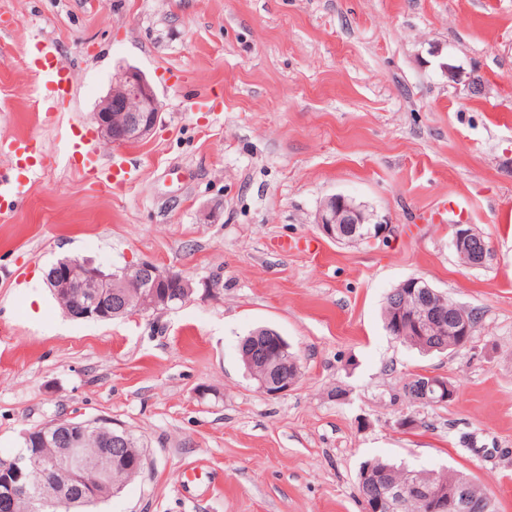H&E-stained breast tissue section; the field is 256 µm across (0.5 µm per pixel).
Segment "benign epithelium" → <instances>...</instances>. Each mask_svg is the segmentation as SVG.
I'll return each instance as SVG.
<instances>
[{"label": "benign epithelium", "instance_id": "benign-epithelium-1", "mask_svg": "<svg viewBox=\"0 0 512 512\" xmlns=\"http://www.w3.org/2000/svg\"><path fill=\"white\" fill-rule=\"evenodd\" d=\"M448 77L465 87L469 93L480 94L484 86L473 74L448 69ZM161 103L141 70L128 67L112 80L107 94L97 105L93 117L101 138L108 145H123L146 139L158 121ZM314 223L327 238L334 241H371L384 235V220L361 202L341 194L327 197L315 213ZM350 232H345V225ZM456 252L472 266L484 265L491 258L490 242L472 228L458 224L453 235ZM46 282L66 313L75 319L108 321L128 316L158 312L169 308L171 283L177 286L181 299L188 300L195 291L192 281L156 265L143 261L106 273L79 259H63L54 264ZM436 290L423 278L411 277L387 295L394 310L393 327L399 336H437L448 328L449 348L461 350L472 342L473 329L467 309L450 301L435 302ZM242 359L259 389L269 397H278L300 380L299 369L293 374L282 367L280 353L287 350V341L271 330L239 347ZM420 400L438 405L453 398L445 379L425 374L418 383ZM52 430L40 433L45 443L59 450L64 460L78 459V467L94 468L98 461L81 457L80 444L89 431L105 437L112 457L128 455L127 442L112 421L98 419L79 421L56 419ZM36 460L34 454L17 453L0 464V512H15L21 500L37 503L71 505L83 495H94L76 479L59 476L57 468L45 471L43 481L33 487L27 472ZM366 512H395L405 501L414 500L425 512H488L489 502L474 497L466 483L451 490L434 488L423 483H387L378 493L368 497Z\"/></svg>", "mask_w": 512, "mask_h": 512}]
</instances>
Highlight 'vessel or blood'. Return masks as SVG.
Wrapping results in <instances>:
<instances>
[{"label": "vessel or blood", "mask_w": 512, "mask_h": 512, "mask_svg": "<svg viewBox=\"0 0 512 512\" xmlns=\"http://www.w3.org/2000/svg\"><path fill=\"white\" fill-rule=\"evenodd\" d=\"M26 65L41 77L44 88L55 99L65 102L73 98L75 89L69 68L55 42L47 39L35 42L26 58ZM64 137L71 167L93 174L104 187L117 189L126 186L129 177L125 159L102 157L79 125H70ZM40 154V142L30 135L0 141L1 217L12 212L16 189L41 170Z\"/></svg>", "instance_id": "obj_1"}]
</instances>
